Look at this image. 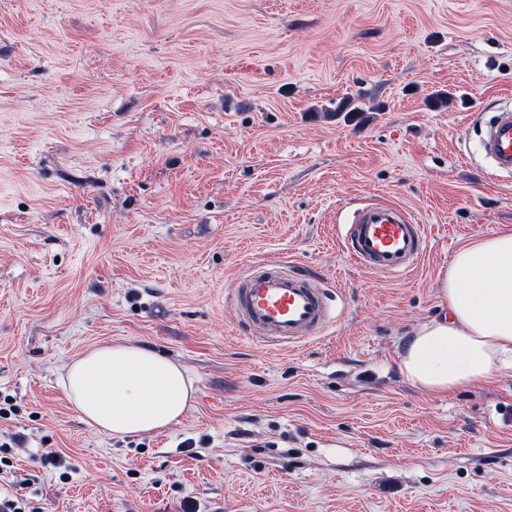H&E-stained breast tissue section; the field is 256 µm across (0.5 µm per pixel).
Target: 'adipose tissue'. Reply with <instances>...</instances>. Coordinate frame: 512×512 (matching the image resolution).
Segmentation results:
<instances>
[{"label": "adipose tissue", "instance_id": "adipose-tissue-1", "mask_svg": "<svg viewBox=\"0 0 512 512\" xmlns=\"http://www.w3.org/2000/svg\"><path fill=\"white\" fill-rule=\"evenodd\" d=\"M438 295L443 314L416 328L399 353L404 378L444 395L497 376L512 354V230L484 232L458 247ZM60 382L86 423L117 438L167 430L195 392L180 363L127 341L77 356Z\"/></svg>", "mask_w": 512, "mask_h": 512}]
</instances>
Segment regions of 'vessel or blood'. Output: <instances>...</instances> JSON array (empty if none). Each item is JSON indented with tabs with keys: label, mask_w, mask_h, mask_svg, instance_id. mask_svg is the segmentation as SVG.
Here are the masks:
<instances>
[{
	"label": "vessel or blood",
	"mask_w": 512,
	"mask_h": 512,
	"mask_svg": "<svg viewBox=\"0 0 512 512\" xmlns=\"http://www.w3.org/2000/svg\"><path fill=\"white\" fill-rule=\"evenodd\" d=\"M484 151L502 171H512V112L499 114ZM350 256L359 264L393 276L414 268L424 256L427 238L405 208L370 203L356 209L350 223L339 225ZM233 301L245 328L266 346L291 349L325 334L333 310L316 282L267 263L242 274Z\"/></svg>",
	"instance_id": "b4317fda"
}]
</instances>
